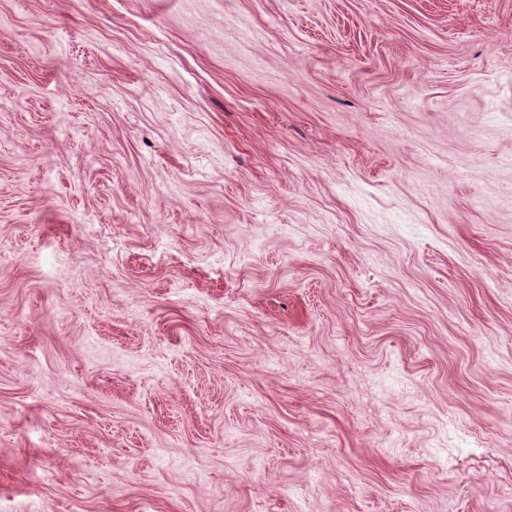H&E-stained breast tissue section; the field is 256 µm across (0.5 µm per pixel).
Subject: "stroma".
Wrapping results in <instances>:
<instances>
[{
  "label": "stroma",
  "instance_id": "1",
  "mask_svg": "<svg viewBox=\"0 0 512 512\" xmlns=\"http://www.w3.org/2000/svg\"><path fill=\"white\" fill-rule=\"evenodd\" d=\"M0 512H512V0H0Z\"/></svg>",
  "mask_w": 512,
  "mask_h": 512
}]
</instances>
